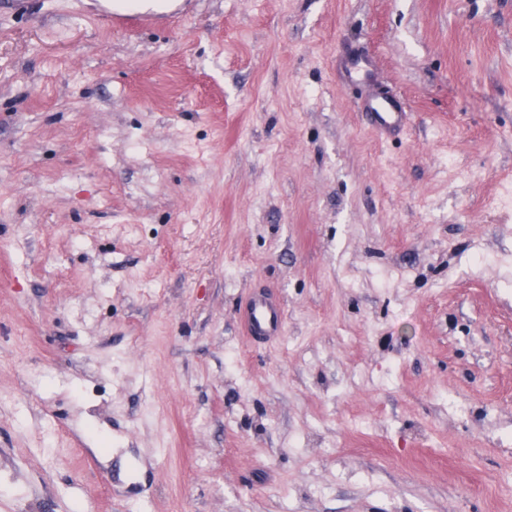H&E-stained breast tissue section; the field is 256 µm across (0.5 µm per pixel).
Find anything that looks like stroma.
I'll use <instances>...</instances> for the list:
<instances>
[{
  "label": "stroma",
  "mask_w": 512,
  "mask_h": 512,
  "mask_svg": "<svg viewBox=\"0 0 512 512\" xmlns=\"http://www.w3.org/2000/svg\"><path fill=\"white\" fill-rule=\"evenodd\" d=\"M111 9L0 4V512H512V0ZM347 68L350 76L355 74L356 82L366 91L363 114L366 123L386 139L402 134L407 128L408 111L403 98L375 97L372 92V77L369 61L360 54L351 52L347 55ZM240 321L253 341H268L283 332L284 316L280 303L267 290L252 291L240 311Z\"/></svg>",
  "instance_id": "obj_1"
}]
</instances>
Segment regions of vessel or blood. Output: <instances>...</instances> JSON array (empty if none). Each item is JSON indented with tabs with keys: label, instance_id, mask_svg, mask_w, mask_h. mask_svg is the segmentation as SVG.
I'll list each match as a JSON object with an SVG mask.
<instances>
[{
	"label": "vessel or blood",
	"instance_id": "vessel-or-blood-1",
	"mask_svg": "<svg viewBox=\"0 0 512 512\" xmlns=\"http://www.w3.org/2000/svg\"><path fill=\"white\" fill-rule=\"evenodd\" d=\"M369 61L360 54L349 53L347 68L354 74L356 82L367 88L363 114L369 126L385 138L402 134L407 127L408 111L403 98L393 96L378 98L371 94L372 77ZM240 321L247 336L254 341H268L283 332L284 316L277 298L269 291H252L243 309Z\"/></svg>",
	"mask_w": 512,
	"mask_h": 512
}]
</instances>
